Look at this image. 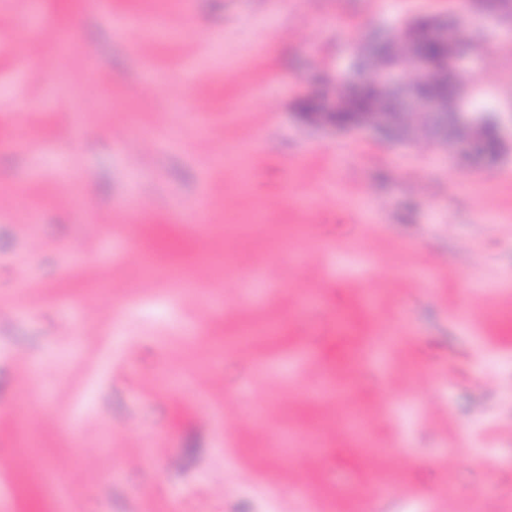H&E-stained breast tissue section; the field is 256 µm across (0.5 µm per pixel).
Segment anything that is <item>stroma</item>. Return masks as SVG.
Here are the masks:
<instances>
[{
	"instance_id": "35a3bbf8",
	"label": "stroma",
	"mask_w": 512,
	"mask_h": 512,
	"mask_svg": "<svg viewBox=\"0 0 512 512\" xmlns=\"http://www.w3.org/2000/svg\"><path fill=\"white\" fill-rule=\"evenodd\" d=\"M431 13L467 17L0 5V512H373L381 477L389 512H512V61L474 65L493 155L296 108ZM358 336L391 342L357 369ZM126 24L132 28L150 31L160 37L175 36V33L170 30L164 20L159 18L144 17L140 13L128 14L126 17Z\"/></svg>"
}]
</instances>
